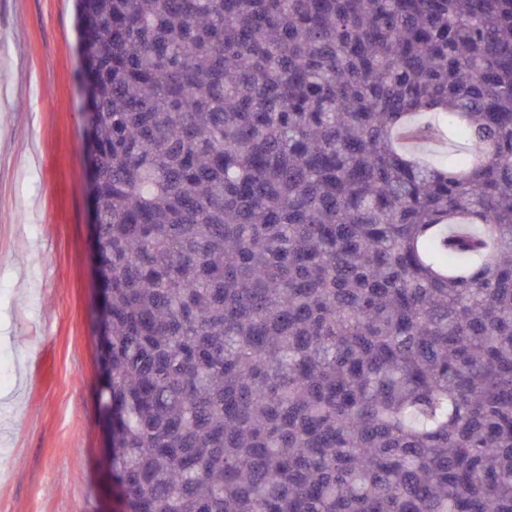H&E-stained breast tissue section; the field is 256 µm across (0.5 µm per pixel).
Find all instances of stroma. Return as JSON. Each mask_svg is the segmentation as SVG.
Instances as JSON below:
<instances>
[{"label":"stroma","instance_id":"1","mask_svg":"<svg viewBox=\"0 0 512 512\" xmlns=\"http://www.w3.org/2000/svg\"><path fill=\"white\" fill-rule=\"evenodd\" d=\"M75 0H0V512H120L106 470Z\"/></svg>","mask_w":512,"mask_h":512}]
</instances>
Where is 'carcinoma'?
Segmentation results:
<instances>
[{"instance_id":"obj_1","label":"carcinoma","mask_w":512,"mask_h":512,"mask_svg":"<svg viewBox=\"0 0 512 512\" xmlns=\"http://www.w3.org/2000/svg\"><path fill=\"white\" fill-rule=\"evenodd\" d=\"M78 4L124 512H512V0Z\"/></svg>"}]
</instances>
